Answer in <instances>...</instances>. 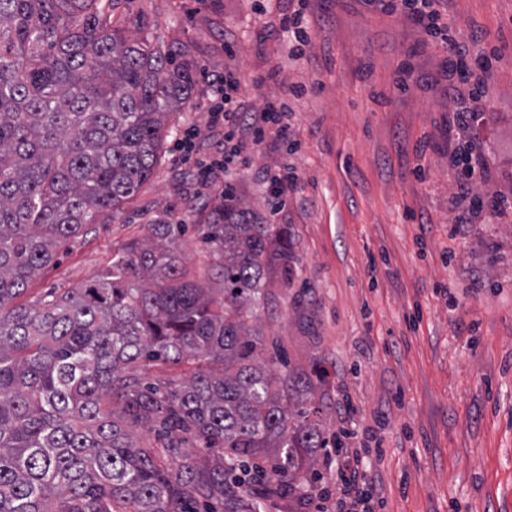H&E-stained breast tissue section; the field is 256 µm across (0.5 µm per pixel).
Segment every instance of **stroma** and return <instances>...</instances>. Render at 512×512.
I'll return each instance as SVG.
<instances>
[{"label":"stroma","instance_id":"1","mask_svg":"<svg viewBox=\"0 0 512 512\" xmlns=\"http://www.w3.org/2000/svg\"><path fill=\"white\" fill-rule=\"evenodd\" d=\"M121 0L113 20L182 46L203 70L190 103L169 118L158 169L86 237L61 243L24 295L35 304L74 288L141 243L151 224H182L186 266L210 265L203 240L217 198L177 163L195 126L205 145L206 71L240 79L242 111L285 99L297 148L266 138L249 164L216 173L265 223L288 229V279L260 312L262 358L280 373L320 378L321 427L343 463L358 452L374 512H512V209L455 231L451 158L464 144L448 97L450 55L401 12L365 0H308L312 44L288 57L280 20L298 0ZM458 39L490 60L486 108L474 134L490 166L476 194H512V0H444ZM299 180L272 197L263 175ZM354 413H346L345 403ZM305 493L263 512H316L336 503L335 469L318 461Z\"/></svg>","mask_w":512,"mask_h":512}]
</instances>
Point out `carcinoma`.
Instances as JSON below:
<instances>
[{
    "label": "carcinoma",
    "instance_id": "cac0c4a2",
    "mask_svg": "<svg viewBox=\"0 0 512 512\" xmlns=\"http://www.w3.org/2000/svg\"><path fill=\"white\" fill-rule=\"evenodd\" d=\"M118 0H0V512H261L327 448L302 372L249 324L288 279V231L231 198L207 288L154 224L76 288L18 304L60 243L154 174L198 63L112 22ZM190 364L175 388L154 369Z\"/></svg>",
    "mask_w": 512,
    "mask_h": 512
}]
</instances>
